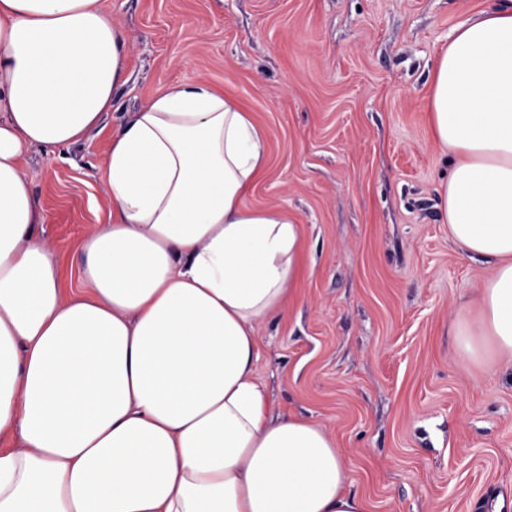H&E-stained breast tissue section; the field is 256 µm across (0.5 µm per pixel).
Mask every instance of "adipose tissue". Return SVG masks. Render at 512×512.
<instances>
[{"instance_id":"obj_1","label":"adipose tissue","mask_w":512,"mask_h":512,"mask_svg":"<svg viewBox=\"0 0 512 512\" xmlns=\"http://www.w3.org/2000/svg\"><path fill=\"white\" fill-rule=\"evenodd\" d=\"M125 45L98 0H0V512H367L333 438L272 417L257 376L300 231L245 204L265 136L236 100L170 83L113 130L109 222L62 288L26 153L100 122ZM429 110L448 235L492 264L458 334L512 356V0L453 29Z\"/></svg>"}]
</instances>
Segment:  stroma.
Returning <instances> with one entry per match:
<instances>
[{
	"label": "stroma",
	"mask_w": 512,
	"mask_h": 512,
	"mask_svg": "<svg viewBox=\"0 0 512 512\" xmlns=\"http://www.w3.org/2000/svg\"><path fill=\"white\" fill-rule=\"evenodd\" d=\"M126 36L125 84L78 143L27 153L63 284L107 223L103 150L160 87L205 82L265 135L247 198L300 226L295 292L264 324L273 413L335 439L368 512H471L512 492V362L481 370L455 325L490 266L448 237L453 161L429 119L433 68L486 0H99Z\"/></svg>",
	"instance_id": "stroma-1"
}]
</instances>
